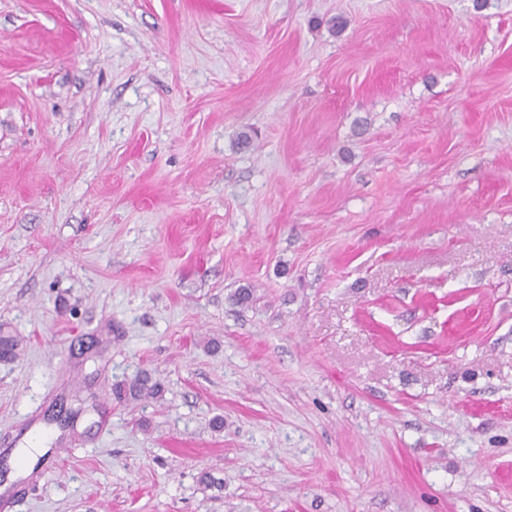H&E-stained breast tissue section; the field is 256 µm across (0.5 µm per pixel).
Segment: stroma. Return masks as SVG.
I'll return each instance as SVG.
<instances>
[{"label": "stroma", "mask_w": 512, "mask_h": 512, "mask_svg": "<svg viewBox=\"0 0 512 512\" xmlns=\"http://www.w3.org/2000/svg\"><path fill=\"white\" fill-rule=\"evenodd\" d=\"M0 336L9 512H512V0H0ZM128 394L135 399L156 398L161 392V383L148 375L136 378L128 385Z\"/></svg>", "instance_id": "obj_1"}]
</instances>
